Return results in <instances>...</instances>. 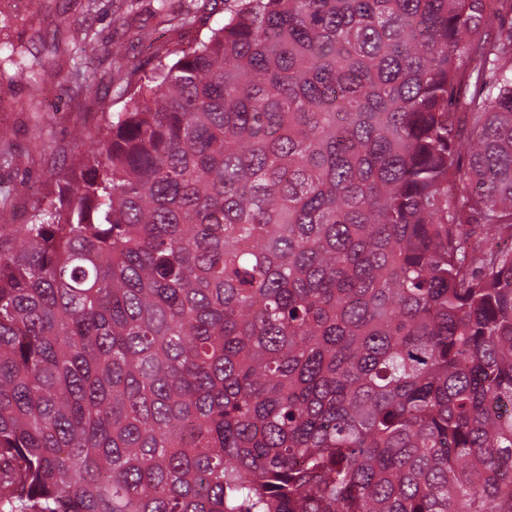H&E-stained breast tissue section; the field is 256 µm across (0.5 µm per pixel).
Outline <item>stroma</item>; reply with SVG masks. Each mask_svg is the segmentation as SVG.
<instances>
[{
	"instance_id": "1",
	"label": "stroma",
	"mask_w": 512,
	"mask_h": 512,
	"mask_svg": "<svg viewBox=\"0 0 512 512\" xmlns=\"http://www.w3.org/2000/svg\"><path fill=\"white\" fill-rule=\"evenodd\" d=\"M152 0H98L96 14L84 11L81 0H0V19L14 16L33 20L41 37L31 48L43 52L52 40H63L72 30L90 29L98 44V59L91 69L97 88L94 100L73 98L71 84L63 80L43 90L44 109L29 108L27 84L0 78V139L9 142L16 161L0 166V192L9 194L11 204L0 209V229L24 223L33 193L45 190L50 170L63 156L74 153L71 131L75 121L97 124L102 113L122 110L124 102L115 95L116 69L145 60L160 46H185L200 39L204 24L180 30L169 29L151 16Z\"/></svg>"
}]
</instances>
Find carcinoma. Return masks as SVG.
Wrapping results in <instances>:
<instances>
[{
    "mask_svg": "<svg viewBox=\"0 0 512 512\" xmlns=\"http://www.w3.org/2000/svg\"><path fill=\"white\" fill-rule=\"evenodd\" d=\"M231 2L0 237V512H512V0Z\"/></svg>",
    "mask_w": 512,
    "mask_h": 512,
    "instance_id": "cac0c4a2",
    "label": "carcinoma"
}]
</instances>
